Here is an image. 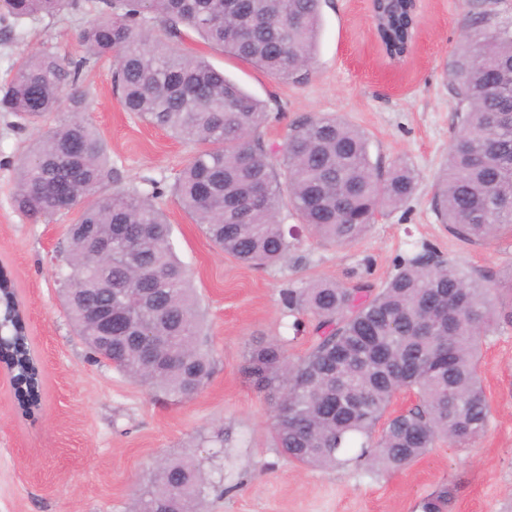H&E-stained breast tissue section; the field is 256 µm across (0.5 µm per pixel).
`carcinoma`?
Segmentation results:
<instances>
[{
	"mask_svg": "<svg viewBox=\"0 0 512 512\" xmlns=\"http://www.w3.org/2000/svg\"><path fill=\"white\" fill-rule=\"evenodd\" d=\"M321 0H98L78 32L81 55L49 48L21 53L11 81L0 85V112L23 125L54 117L16 162L13 207L33 222L77 210L68 227L63 302L77 335L100 355L85 305L112 300L111 360L124 375L182 400L211 375L200 340L202 315L164 213L137 190L100 193L111 176L99 132L87 118L85 71L115 63L113 82L127 112L192 144L196 151L171 186L210 242L255 266L284 261L290 241L278 215L288 203L321 242L351 243L376 216L412 198L414 170L372 161L358 128L314 117L291 127L279 163L258 130L266 105L204 58L156 38L196 35L274 78L304 82L321 28ZM78 0H0L17 24L69 13ZM387 56L409 53L415 0H373ZM451 67L458 131L433 195L440 223L453 236L484 244L512 233V25L475 12ZM112 239V260L96 242ZM9 276L0 277V361L11 367L19 407L40 406L39 367L19 322ZM290 311L316 321V341L292 359L278 340L247 350L243 372L266 393L275 447L316 470L351 463L401 472L441 441L467 445L487 430L491 408L480 379L483 336L502 315L512 319V273L490 285L425 247L402 259L379 288L320 280L284 295ZM160 337L150 363L135 340ZM402 392L414 404L392 412ZM202 465L166 459L137 494L134 512H201Z\"/></svg>",
	"mask_w": 512,
	"mask_h": 512,
	"instance_id": "1",
	"label": "carcinoma"
}]
</instances>
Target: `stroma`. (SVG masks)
<instances>
[{
    "mask_svg": "<svg viewBox=\"0 0 512 512\" xmlns=\"http://www.w3.org/2000/svg\"><path fill=\"white\" fill-rule=\"evenodd\" d=\"M471 2L420 0L411 51L397 62L378 44L368 0H322L315 63L300 84L273 78L200 39L178 43L179 51L204 56L266 103L260 133L269 145L281 146L302 119L329 116L364 131L382 167L405 162L419 176L408 203L386 211L350 244L317 241L282 206L279 219L296 242L287 262L271 267H249L220 251L171 195L194 146L123 110L109 60L85 72L89 117L112 167L102 193H152L173 226L179 258L193 273L212 373L187 401L169 400L119 373L77 336L58 278L75 215L34 223L14 210L15 161L39 130L0 112V264L13 277L41 366L35 418L22 415L12 388L0 382V512H129L156 461L183 456L204 465L207 512H421L424 499L449 487V512H512V320L501 319L483 345L482 379L492 408L486 434L467 447L439 443L401 473L356 464L320 471L289 462L273 444L265 394L243 373L244 354L257 341L283 340L295 358L312 344L313 321L282 301L288 289L318 280H361L377 288L399 260L425 246L493 281L512 268V233L483 245L463 242L432 206L457 130L451 61ZM81 4V11L64 17L24 23L18 37L12 20L0 19V81L23 49L77 54V31L96 7L95 0Z\"/></svg>",
    "mask_w": 512,
    "mask_h": 512,
    "instance_id": "1",
    "label": "stroma"
}]
</instances>
